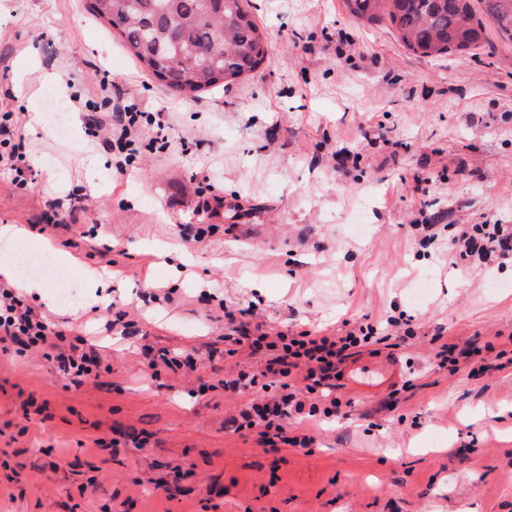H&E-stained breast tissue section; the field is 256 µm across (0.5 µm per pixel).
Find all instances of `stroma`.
I'll return each instance as SVG.
<instances>
[{"instance_id":"35a3bbf8","label":"stroma","mask_w":512,"mask_h":512,"mask_svg":"<svg viewBox=\"0 0 512 512\" xmlns=\"http://www.w3.org/2000/svg\"><path fill=\"white\" fill-rule=\"evenodd\" d=\"M250 8L265 62L190 100L89 0H0V113L25 125L31 165L24 186L0 174V225L68 255L76 284L85 267L114 276L95 307L24 297L100 367L76 383L41 352L0 353V512H512V363L495 357L512 350V263L452 265L447 242L422 254L414 230L444 213L512 224V42L490 26L480 47L431 60L343 0ZM103 70L171 128L167 151L140 149L124 174L69 101L110 109ZM57 101L69 135L30 128ZM71 192L81 208L46 226ZM112 302L135 334L107 329ZM245 307L275 332L338 336L400 314L414 333L339 365L336 416L288 422L308 447L269 446L224 426L254 394L223 380L262 364L225 352L224 313ZM444 342L480 352L454 371L436 359ZM158 349L195 370L151 378Z\"/></svg>"}]
</instances>
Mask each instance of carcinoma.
<instances>
[{
    "label": "carcinoma",
    "instance_id": "1",
    "mask_svg": "<svg viewBox=\"0 0 512 512\" xmlns=\"http://www.w3.org/2000/svg\"><path fill=\"white\" fill-rule=\"evenodd\" d=\"M363 25L389 22L421 58L460 54L479 45L490 21L512 42V0H344ZM91 11L119 29L123 45L145 71L174 93L197 98L256 71L269 35L242 0H92Z\"/></svg>",
    "mask_w": 512,
    "mask_h": 512
}]
</instances>
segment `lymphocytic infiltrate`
<instances>
[{"label":"lymphocytic infiltrate","mask_w":512,"mask_h":512,"mask_svg":"<svg viewBox=\"0 0 512 512\" xmlns=\"http://www.w3.org/2000/svg\"><path fill=\"white\" fill-rule=\"evenodd\" d=\"M88 123L105 134V147L125 150L141 133L142 125L152 127V142L168 145L169 128L147 112L141 100L127 92L115 99L107 112H93ZM448 255L452 260L469 264L488 260L512 261V224H459L450 240ZM377 333L373 325H362L341 336H319L308 331L289 336L270 333L262 325L241 329L242 337L252 338L254 345H266L269 356L261 372L239 371L236 378L225 381L230 390L255 387L260 379H270L279 396L253 405L244 411L248 427L257 429L262 443L286 437L291 414L335 415L340 407L338 398H330L328 406H306L301 391L313 392L327 386L336 376V364L343 361L349 350L368 342ZM65 332L49 324L35 309L25 304L10 283L0 282V352L18 345L25 350L51 351L61 371L78 380L91 375L100 364L95 355L74 354L62 349Z\"/></svg>","instance_id":"1"}]
</instances>
